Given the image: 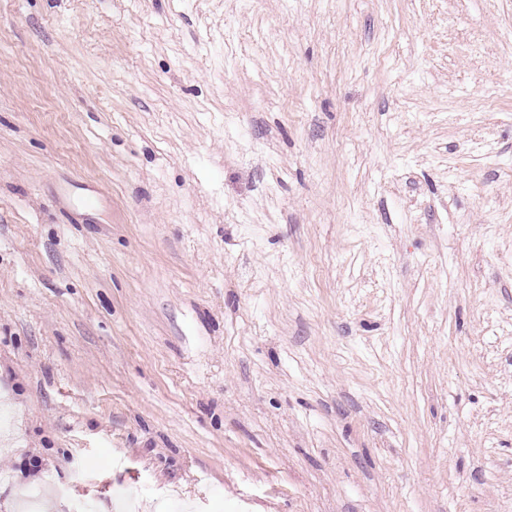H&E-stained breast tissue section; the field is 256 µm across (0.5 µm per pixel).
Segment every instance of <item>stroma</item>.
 <instances>
[{
	"label": "stroma",
	"instance_id": "1",
	"mask_svg": "<svg viewBox=\"0 0 512 512\" xmlns=\"http://www.w3.org/2000/svg\"><path fill=\"white\" fill-rule=\"evenodd\" d=\"M0 512H512V0H0Z\"/></svg>",
	"mask_w": 512,
	"mask_h": 512
}]
</instances>
